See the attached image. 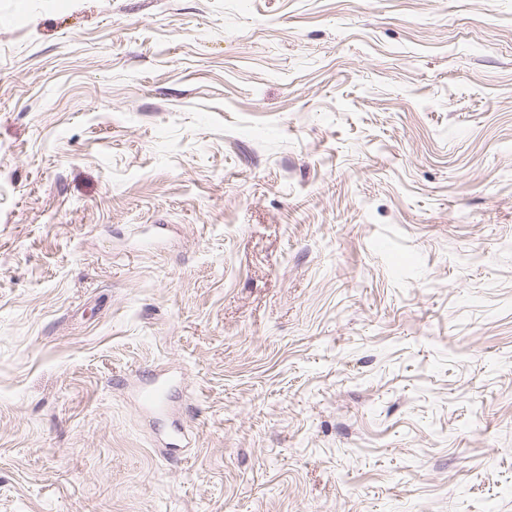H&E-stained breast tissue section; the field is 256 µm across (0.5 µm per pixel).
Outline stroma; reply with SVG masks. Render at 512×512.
I'll list each match as a JSON object with an SVG mask.
<instances>
[{"label": "stroma", "mask_w": 512, "mask_h": 512, "mask_svg": "<svg viewBox=\"0 0 512 512\" xmlns=\"http://www.w3.org/2000/svg\"><path fill=\"white\" fill-rule=\"evenodd\" d=\"M0 512H512V0H0ZM170 382V378L163 377V375H155L150 384L140 393L142 407L153 414H162L165 410L167 388Z\"/></svg>", "instance_id": "1"}]
</instances>
